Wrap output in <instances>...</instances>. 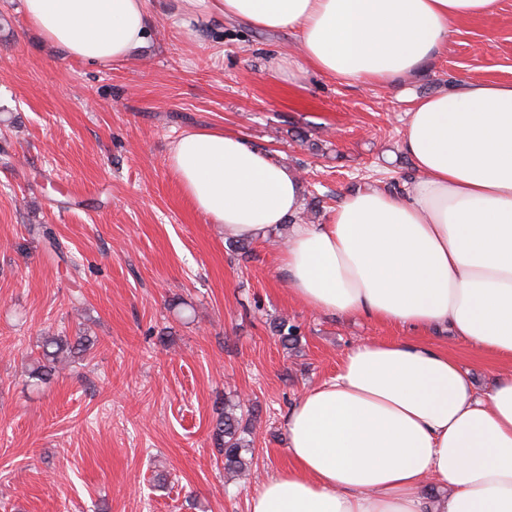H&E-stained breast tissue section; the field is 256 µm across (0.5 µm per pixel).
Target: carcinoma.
<instances>
[{
  "label": "carcinoma",
  "mask_w": 512,
  "mask_h": 512,
  "mask_svg": "<svg viewBox=\"0 0 512 512\" xmlns=\"http://www.w3.org/2000/svg\"><path fill=\"white\" fill-rule=\"evenodd\" d=\"M275 332L285 348L299 342L298 326L288 324L286 319L275 325ZM92 347L93 342L84 336L74 341L68 336H47L38 345L40 354L33 376L39 381L49 379L67 357L85 354ZM250 425V413L244 410L241 402L229 401L224 404V411L218 415L213 427L212 439L218 452L224 455V470L234 476L243 477L251 471V460L245 457V454L252 452L251 444L244 437Z\"/></svg>",
  "instance_id": "cac0c4a2"
}]
</instances>
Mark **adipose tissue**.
<instances>
[{"label":"adipose tissue","mask_w":512,"mask_h":512,"mask_svg":"<svg viewBox=\"0 0 512 512\" xmlns=\"http://www.w3.org/2000/svg\"><path fill=\"white\" fill-rule=\"evenodd\" d=\"M225 19L287 30L298 70L398 88L453 26L499 0H210ZM41 35L104 65L150 36L146 0H22ZM402 191L343 196L324 224H288L301 179L240 136L193 129L169 163L230 239L286 228L281 265L305 310L424 332L447 328L506 362L477 389L421 341L361 342L283 418L293 464L250 512H512V82L468 81L416 99L400 145Z\"/></svg>","instance_id":"adipose-tissue-1"}]
</instances>
